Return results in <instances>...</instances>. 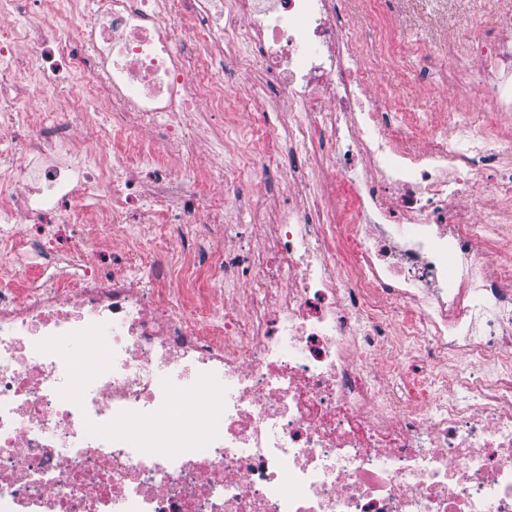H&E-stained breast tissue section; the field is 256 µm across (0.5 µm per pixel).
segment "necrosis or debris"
I'll list each match as a JSON object with an SVG mask.
<instances>
[{
  "label": "necrosis or debris",
  "instance_id": "obj_1",
  "mask_svg": "<svg viewBox=\"0 0 512 512\" xmlns=\"http://www.w3.org/2000/svg\"><path fill=\"white\" fill-rule=\"evenodd\" d=\"M33 3L24 40L0 39V512H512V146L494 132L512 6L427 55L447 97L482 108L403 121L392 90L367 97L337 0ZM258 63L297 109L287 153L269 127L196 180L165 176L196 106L223 111ZM28 96L45 121L57 98L73 113L96 97L117 116L100 142L138 145L125 175L73 126L31 132ZM318 142L328 180L280 206L260 247L217 248L224 210L197 179L255 211L273 188L253 169L306 181ZM146 169L155 206L134 213ZM92 222L116 224L113 262L75 267ZM135 223L151 228L136 261ZM88 336L106 357L80 374L59 346Z\"/></svg>",
  "mask_w": 512,
  "mask_h": 512
}]
</instances>
